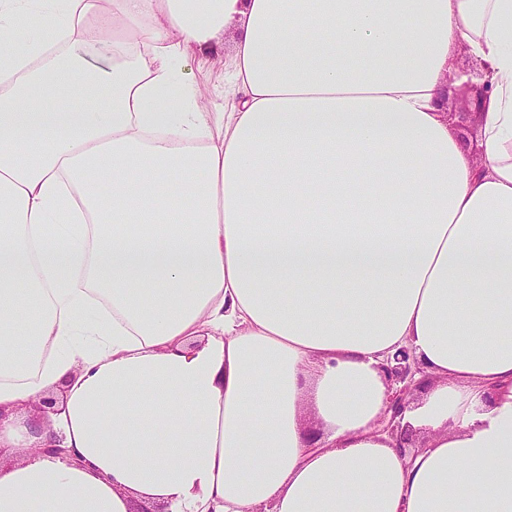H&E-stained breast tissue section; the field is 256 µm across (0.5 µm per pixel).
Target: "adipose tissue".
Here are the masks:
<instances>
[{"label": "adipose tissue", "mask_w": 512, "mask_h": 512, "mask_svg": "<svg viewBox=\"0 0 512 512\" xmlns=\"http://www.w3.org/2000/svg\"><path fill=\"white\" fill-rule=\"evenodd\" d=\"M151 503L512 512V0H0V512ZM194 78L207 101L216 106L224 97V58L218 55L203 62L191 61ZM384 373L392 392L389 396L386 414L381 420V423L384 424L383 431L387 430L391 435H395L398 448H424V446L415 445L416 439H418L416 434L410 433V430L403 433V427H400L403 413L414 403V392L424 387L423 384L427 380L425 376L420 380H415V375L423 373V370L410 351L403 348L387 360ZM396 384H400V386L393 388Z\"/></svg>", "instance_id": "adipose-tissue-1"}]
</instances>
